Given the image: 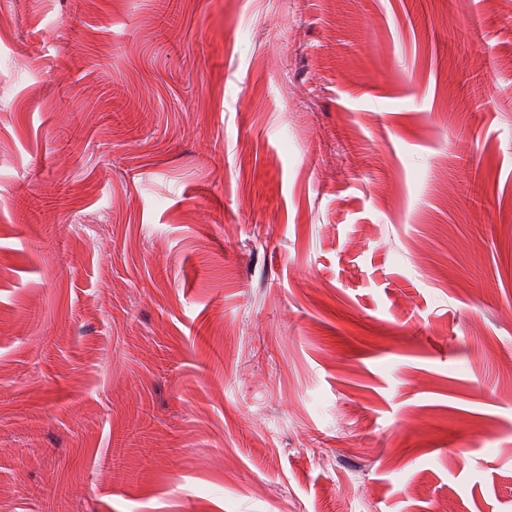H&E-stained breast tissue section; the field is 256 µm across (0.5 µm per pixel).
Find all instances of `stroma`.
Instances as JSON below:
<instances>
[{"mask_svg":"<svg viewBox=\"0 0 512 512\" xmlns=\"http://www.w3.org/2000/svg\"><path fill=\"white\" fill-rule=\"evenodd\" d=\"M0 0V512H512V0Z\"/></svg>","mask_w":512,"mask_h":512,"instance_id":"1","label":"stroma"}]
</instances>
